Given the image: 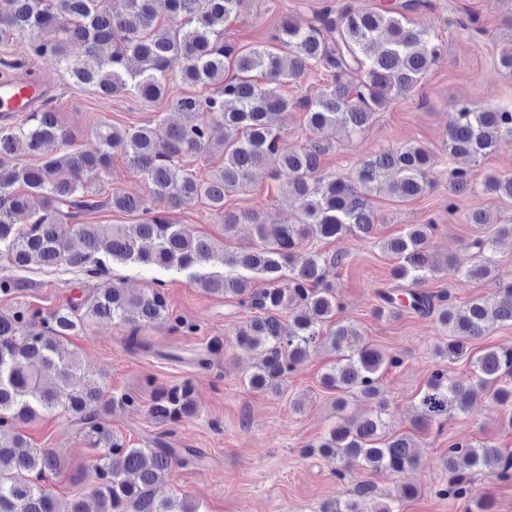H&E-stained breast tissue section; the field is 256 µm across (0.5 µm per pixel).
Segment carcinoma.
Instances as JSON below:
<instances>
[{
	"label": "carcinoma",
	"mask_w": 512,
	"mask_h": 512,
	"mask_svg": "<svg viewBox=\"0 0 512 512\" xmlns=\"http://www.w3.org/2000/svg\"><path fill=\"white\" fill-rule=\"evenodd\" d=\"M244 0H0V42L20 39L34 65L55 61L76 85L109 98L130 95L145 102H169L182 121L169 127L160 143L151 124L93 130L100 147L94 152L74 147V137L53 108L32 112L20 126L0 127V258L15 269L35 263L65 268L90 277L106 274L114 264H134L147 272L177 271L197 288L235 300L253 312L235 332L237 343L258 352L259 361L245 384L258 392L282 394L288 378L325 339L340 353L321 377L324 387L338 392L339 421L325 437L310 445L337 463L336 477L352 481L353 470L400 473L416 463L412 437L389 431V407L383 373L400 359L365 343L352 347L359 332L336 321L341 303L330 268L346 260L342 253L305 250L309 238L340 240L347 235L369 239L375 214L369 198L384 193L400 201L424 194L428 172L438 163L426 147L409 143L363 161L349 177L318 175L323 157L336 144V133L361 135L375 115L412 93L434 64L441 45L423 30L409 26L408 13L421 0H390L354 9L343 3L328 9L306 29L285 20L273 40L274 51L260 43L240 49L223 40L224 24L240 17ZM80 42L84 53L74 57L69 46ZM322 64L332 80L303 102L310 137L299 144L283 140L273 116L288 110L281 88ZM212 88L206 95L169 97L170 82ZM456 121L445 133L451 194L466 192L472 170L464 163L512 144V111L477 109L453 104ZM228 136L211 139L214 125ZM40 164L7 165L19 143ZM123 151L151 185L150 196L112 192L113 210L134 217L131 224H85L82 218L102 206L85 194L86 181L111 165L112 151ZM215 156L219 163L200 177L184 168V158ZM266 170L286 175L288 193L300 203L301 222L283 224L270 240L261 213L224 208L225 198L245 193L255 175ZM484 191L500 201L512 200V177L489 174ZM206 204L230 234L239 224L253 226L255 240L224 255V271L208 270L217 246L168 214ZM27 217L20 228L16 218ZM468 222L489 227L465 248L472 262L454 257L437 261L430 251L436 225L412 224L400 236L384 240L383 252L395 260L396 288L379 292V312L433 316L448 331V341L434 347V356L450 363L466 360L468 381L435 369L416 405V426L441 432L456 414H473L484 392L509 409L512 426V346H487L473 353L470 343L496 325H512V282L498 294L474 298L460 307L447 294L423 291L441 275L484 279L500 275L494 256L499 238H512V224L487 225L480 210ZM256 277L268 287L252 288ZM288 311V320L281 318ZM169 319L168 303L158 288L132 292L105 281L90 293L78 289L68 304L43 315L17 309L0 312V512H90L82 499L61 501L47 485L61 471L56 448L24 446L18 432L46 412L61 411L75 419L80 432L101 453L89 461L98 484L90 493L97 512H200L187 496L176 498L165 476L175 466L191 467L202 458L196 448H172L161 439L153 448H130L103 420V389L69 338L90 321L126 325L125 346L147 349L141 330ZM374 405L364 419L342 411L349 399ZM147 414L163 425L177 424L195 410L189 381L155 389ZM494 465L492 476L512 480V454L499 448L455 443L445 466L450 482L446 494L467 493L463 470ZM323 512H397L392 503L371 501V486L358 482L342 503Z\"/></svg>",
	"instance_id": "cac0c4a2"
}]
</instances>
